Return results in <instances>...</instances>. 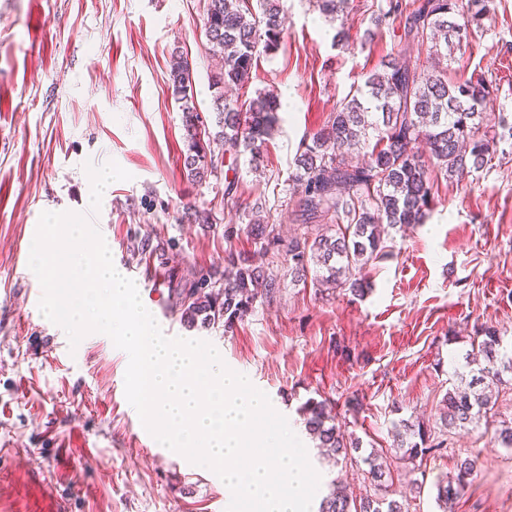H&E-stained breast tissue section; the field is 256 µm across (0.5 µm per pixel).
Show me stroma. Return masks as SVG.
<instances>
[{
    "label": "stroma",
    "instance_id": "obj_1",
    "mask_svg": "<svg viewBox=\"0 0 512 512\" xmlns=\"http://www.w3.org/2000/svg\"><path fill=\"white\" fill-rule=\"evenodd\" d=\"M281 3L283 41L238 93L288 95L263 159L217 158L216 178L195 184L183 170L169 70L174 53L187 57L194 105L213 123L206 0H0V512L58 502L65 512H218L226 496L208 468L156 441L141 446L125 397L127 354L101 333L70 348L38 308L28 260L39 217L88 212L83 164L111 160L131 178L110 184L92 221L142 293L160 291L179 337L222 346L225 364L296 428L311 398L334 403L367 452L392 447L400 420L431 427L442 449L391 471L410 512H441L435 484L461 453L479 456L480 471L455 512H512V450L492 441L512 422V385L478 425L436 428L481 325L512 337V138L467 182L438 178L425 222L390 230L365 296L297 282L284 259L278 292L232 331L180 318L182 290L223 283L226 254L257 249L248 217L224 204L225 179L237 180L243 207L262 203V223L285 237L302 232L291 181L300 143L392 50L398 20L372 22L381 0H349L345 18L321 15L314 0ZM469 52L471 67L500 87L491 113L512 124V0H494ZM187 206L209 223L182 221Z\"/></svg>",
    "mask_w": 512,
    "mask_h": 512
}]
</instances>
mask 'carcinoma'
Returning <instances> with one entry per match:
<instances>
[{
    "label": "carcinoma",
    "instance_id": "carcinoma-1",
    "mask_svg": "<svg viewBox=\"0 0 512 512\" xmlns=\"http://www.w3.org/2000/svg\"><path fill=\"white\" fill-rule=\"evenodd\" d=\"M324 16L346 9V0H316ZM491 0H387L374 18H400L397 52L371 70L354 87L327 124L302 143L294 159L292 180L301 189L298 206L309 227L283 241L276 228L252 223L250 233L266 251L282 250L292 262L295 278L315 271L316 287L345 288L362 296L369 290L368 268L386 255L385 229L420 224L434 201V169L457 182L494 159L504 134L488 121V108L498 87L484 72L456 81L452 65L463 41L490 13ZM286 25L280 0H208L204 30L209 51L222 59L211 75L215 126L210 131L189 96L192 68L178 55L169 79L180 103L187 180L201 184L217 173L215 151L236 158L250 154L258 163L278 123V95L264 91L243 102L224 95L252 80L258 58L281 43ZM427 45L426 64L412 55L413 47ZM228 273L219 289L208 293L189 288L182 293V317L188 324H210L224 319V331L233 329L260 297L273 296L280 287L274 262L253 264L232 251L225 259ZM483 362L465 356V371H454V383L443 402L447 411L441 428L452 431L479 423L494 408L492 395L478 385L497 387L512 382V353L503 347L495 329H484L478 345ZM511 378L504 379V376ZM307 434L321 453L338 462L361 460L369 470L365 479L382 485L395 461L413 462L439 447L420 423L407 420L394 426L388 454L362 455L360 440L336 425L333 405L307 400L301 407ZM478 457L458 460L455 475L436 484L439 507L462 498L472 485ZM317 512H409L407 500L353 496L331 481Z\"/></svg>",
    "mask_w": 512,
    "mask_h": 512
}]
</instances>
